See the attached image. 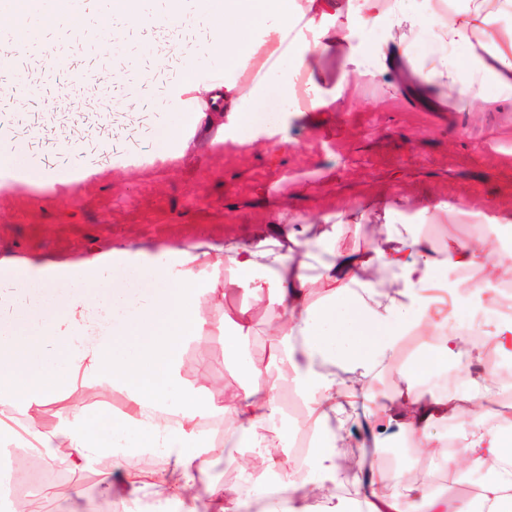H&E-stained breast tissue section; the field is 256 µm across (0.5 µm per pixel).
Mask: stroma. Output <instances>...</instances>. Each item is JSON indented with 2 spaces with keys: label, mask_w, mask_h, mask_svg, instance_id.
Here are the masks:
<instances>
[{
  "label": "stroma",
  "mask_w": 512,
  "mask_h": 512,
  "mask_svg": "<svg viewBox=\"0 0 512 512\" xmlns=\"http://www.w3.org/2000/svg\"><path fill=\"white\" fill-rule=\"evenodd\" d=\"M186 22L164 50L142 52V45L164 30V22L138 27L124 18L112 21L122 48L112 75L119 103L98 111V93L73 87L61 98L58 86L43 83L47 60H21L43 94L25 100L14 117L17 138H40L46 146L86 152V166L102 174L69 197L16 182L0 187V252H33L49 258L80 256L95 246L153 250L158 243L219 246L234 240L255 243L280 240L279 212H288L304 236H318L326 217L364 210L362 224L336 230L338 250L364 247L384 218L367 203L399 198L395 223L414 214L420 199L445 205L425 227L436 249L448 240L473 236L477 223L512 221V89L485 78L478 92L485 107H467L456 98L424 96L415 77L430 50L427 32L411 38V57L386 73H357L351 55L361 45L380 44L381 29L360 31L337 15L344 39L332 59H312L315 77L336 89L331 112H295L288 118V142L258 140L244 147L212 145L198 131L183 156L155 160L162 129L178 121L169 106L170 90L180 77L174 58L206 55L199 38L203 25L191 0ZM130 156L127 167H114L110 154ZM448 285L440 318L448 328L457 319L483 311L472 299L456 267L439 270ZM185 372L205 362L209 383L235 389L241 376L224 359V343L213 337L192 343L184 352ZM378 455L387 472L411 467L430 489H457L456 476L441 460L419 448L403 430L383 425L376 435ZM247 449L229 448L214 458L199 496L212 485H239L240 464ZM112 474L111 455L101 456L81 473H69L70 484L53 502L52 512H113L102 480Z\"/></svg>",
  "instance_id": "obj_1"
}]
</instances>
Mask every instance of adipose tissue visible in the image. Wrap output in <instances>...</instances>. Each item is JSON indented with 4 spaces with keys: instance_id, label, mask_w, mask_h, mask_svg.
Returning a JSON list of instances; mask_svg holds the SVG:
<instances>
[{
    "instance_id": "adipose-tissue-1",
    "label": "adipose tissue",
    "mask_w": 512,
    "mask_h": 512,
    "mask_svg": "<svg viewBox=\"0 0 512 512\" xmlns=\"http://www.w3.org/2000/svg\"><path fill=\"white\" fill-rule=\"evenodd\" d=\"M410 3L205 0L210 52L223 58L224 80L203 85L202 61L185 66L170 93L180 119L162 132L159 159L178 154L209 112L231 116L214 144L246 145L270 133L253 112L272 93L284 103L280 126H287L289 113L323 111L336 91L314 79L311 59L335 55L340 13L360 30L384 26L394 61L410 53L404 28L429 30L430 65L419 73L428 93L464 99L488 75L512 87V33L498 40L492 60L484 58L485 38L512 0H472L452 15L446 0H429L424 16ZM452 47L466 48V61L449 55ZM271 73L278 76L273 85L267 81ZM94 175L87 167L58 173L22 167L14 158L0 162L1 186L56 185L74 195ZM435 212L427 203L418 209V221L380 225L360 256L336 250L328 238L295 237L286 248L228 241L209 250L162 244L152 254L93 249L53 261L35 254L0 257V447L40 448L51 462L74 471L111 453L122 472L114 512H132L149 500L165 512H311L318 491L335 483L345 467L336 438L359 403L370 401L371 371L406 337L431 331L430 304L419 301L416 291L434 287L436 267L475 268L486 282L512 280V250L491 260L482 248L492 225L435 250L420 230L421 220ZM386 269L395 271L396 285L381 281ZM230 287L276 308L269 356L245 349L256 333L250 308L214 315ZM210 336L223 339L225 359L243 378L235 389L210 387L204 367L192 378L184 372L186 345ZM339 362L353 374L352 383L337 385L329 367ZM86 386L111 388L122 397V409L92 411L71 401L72 391ZM286 389L308 407L300 426L318 432L302 474L279 453L293 445L299 428L278 422ZM492 395L487 378L471 380L460 398L429 399L408 386L392 403L378 405L376 415L405 429L432 455L442 446L431 432L436 422L470 421L465 443L445 464L463 479L482 475L471 495L480 512H512V422L484 421ZM52 403L59 406L55 424L33 427L39 408ZM230 446L255 449V459L241 470L260 492L246 499L238 487H216L208 506H201L193 490L212 459ZM156 451L164 456L159 469L145 474L131 466V458ZM391 479L398 492H386ZM351 485L356 512H464L447 493L401 470L390 476L381 467L361 466Z\"/></svg>"
}]
</instances>
